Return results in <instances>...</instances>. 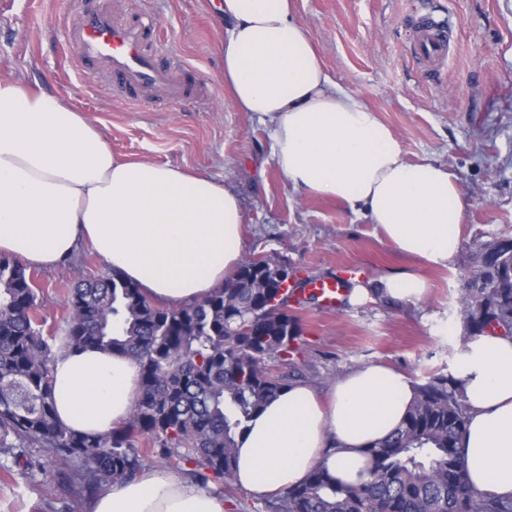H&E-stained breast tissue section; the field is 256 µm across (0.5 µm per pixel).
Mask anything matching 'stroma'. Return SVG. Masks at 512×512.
<instances>
[{"instance_id":"obj_1","label":"stroma","mask_w":512,"mask_h":512,"mask_svg":"<svg viewBox=\"0 0 512 512\" xmlns=\"http://www.w3.org/2000/svg\"><path fill=\"white\" fill-rule=\"evenodd\" d=\"M415 0H296L331 79L359 95L397 136L405 160L448 168L469 207L454 261L431 266L398 252L370 219L342 202L296 190L277 167L270 125L240 111L218 52L224 23L214 0H87L92 8L154 15L175 57L195 66L193 94L161 109L128 103L111 84L95 85L66 48L59 19L70 0H0V79L24 76L71 101L123 158L207 173L242 205L241 258L287 264L306 280L350 272L351 284L399 271L429 282L418 303L370 297L337 310L294 306L301 352L278 373L329 388L367 364L406 372L413 382L457 374L467 334L459 302L473 257L512 238V0H425L451 17L457 43L444 67L416 62L408 44ZM109 268L84 242L55 267L33 270L47 329L62 331L63 305L80 271ZM24 462L0 464V512H46L43 476Z\"/></svg>"}]
</instances>
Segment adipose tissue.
<instances>
[{
  "instance_id": "adipose-tissue-1",
  "label": "adipose tissue",
  "mask_w": 512,
  "mask_h": 512,
  "mask_svg": "<svg viewBox=\"0 0 512 512\" xmlns=\"http://www.w3.org/2000/svg\"><path fill=\"white\" fill-rule=\"evenodd\" d=\"M224 83L240 111L271 125L273 156L294 188L363 210L397 250L448 265L469 202L440 164L404 160L399 142L360 96L332 82L295 0H222ZM237 195L202 172L128 161L65 97L26 78L0 80V254L52 267L87 241L108 267L159 303L189 305L222 287L239 262ZM378 292L419 302L421 275L380 277ZM468 409L461 456L473 486L512 497V336L484 334L462 353ZM139 367L96 348L58 355L59 421L82 434L121 424ZM414 398L409 377L369 365L328 394L296 383L238 435L236 482L255 498L303 483L317 467L364 479L371 446L393 433ZM222 495L146 469L104 489L90 512H227Z\"/></svg>"
}]
</instances>
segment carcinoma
Returning a JSON list of instances; mask_svg holds the SVG:
<instances>
[{
    "instance_id": "1",
    "label": "carcinoma",
    "mask_w": 512,
    "mask_h": 512,
    "mask_svg": "<svg viewBox=\"0 0 512 512\" xmlns=\"http://www.w3.org/2000/svg\"><path fill=\"white\" fill-rule=\"evenodd\" d=\"M288 265L247 259L207 299L167 307L113 272L81 275L64 304L70 321L45 333L33 276L0 256V454L38 450L59 483L95 494L133 478L153 455L203 486L234 485L236 437L271 399L290 386L272 372L298 352L299 319L288 312L289 288L277 279ZM480 288L460 304L468 338L512 335V251L495 268L475 257ZM122 353L140 368L129 418L106 433L62 425L52 398L54 361L85 348ZM416 399L387 439L372 446L369 477L349 485L316 468L303 484L265 503L271 512H512V498L471 485L458 441L466 429L462 381L434 374L415 384Z\"/></svg>"
}]
</instances>
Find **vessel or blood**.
I'll return each mask as SVG.
<instances>
[{
  "instance_id": "obj_1",
  "label": "vessel or blood",
  "mask_w": 512,
  "mask_h": 512,
  "mask_svg": "<svg viewBox=\"0 0 512 512\" xmlns=\"http://www.w3.org/2000/svg\"><path fill=\"white\" fill-rule=\"evenodd\" d=\"M72 8L62 20L66 43L86 62L105 67L112 87L132 102L166 105L187 96L192 88L194 69L175 60L164 43L154 38L158 26L154 16L117 10L87 8L84 0H71ZM446 20L420 12L413 35V50L425 62L448 56ZM325 307L341 304L345 288L334 279L314 283Z\"/></svg>"
}]
</instances>
